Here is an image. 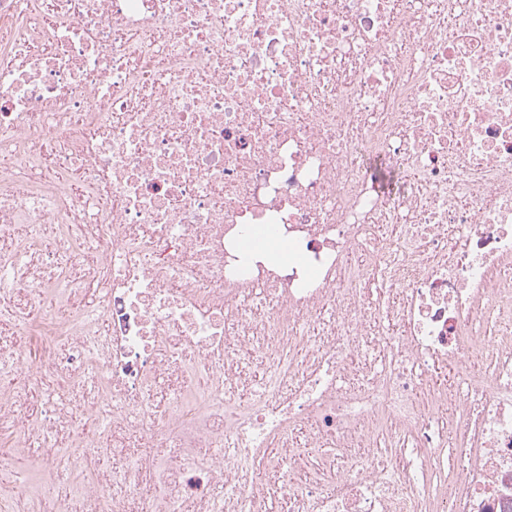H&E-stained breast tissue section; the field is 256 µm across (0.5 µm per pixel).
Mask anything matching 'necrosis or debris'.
Returning <instances> with one entry per match:
<instances>
[{"mask_svg":"<svg viewBox=\"0 0 512 512\" xmlns=\"http://www.w3.org/2000/svg\"><path fill=\"white\" fill-rule=\"evenodd\" d=\"M0 438V512H512V0H0Z\"/></svg>","mask_w":512,"mask_h":512,"instance_id":"necrosis-or-debris-1","label":"necrosis or debris"}]
</instances>
